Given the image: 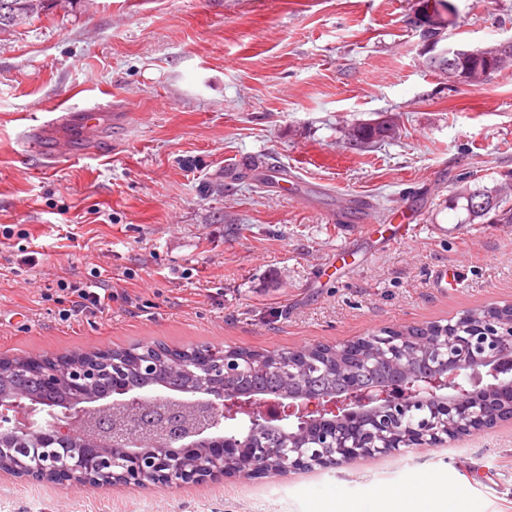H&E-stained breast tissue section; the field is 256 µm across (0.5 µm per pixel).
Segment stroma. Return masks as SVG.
<instances>
[{
	"mask_svg": "<svg viewBox=\"0 0 512 512\" xmlns=\"http://www.w3.org/2000/svg\"><path fill=\"white\" fill-rule=\"evenodd\" d=\"M452 2L449 43L512 38V0ZM419 4L58 0L0 34V357L292 351L512 303V224L459 231L448 207L460 174L512 171V68L449 87ZM91 105L103 119L69 127L71 157L22 152L26 124ZM383 114L394 137L343 143ZM253 158L294 183L240 177ZM61 282L101 284L110 310L63 318ZM435 488L512 512V420L280 478L90 489L0 473V512H356L382 489Z\"/></svg>",
	"mask_w": 512,
	"mask_h": 512,
	"instance_id": "35a3bbf8",
	"label": "stroma"
}]
</instances>
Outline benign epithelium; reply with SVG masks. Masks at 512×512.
I'll return each instance as SVG.
<instances>
[{
  "label": "benign epithelium",
  "instance_id": "7a95c632",
  "mask_svg": "<svg viewBox=\"0 0 512 512\" xmlns=\"http://www.w3.org/2000/svg\"><path fill=\"white\" fill-rule=\"evenodd\" d=\"M413 25L422 51L438 59L472 51L447 44L444 8L415 14ZM336 353L340 391L308 388L273 398L237 388L254 365L222 348L176 360L193 378L177 398L163 394L166 383H126L129 362L145 372L155 367L153 353L142 349L76 358L64 368L33 359L0 365V378L29 370L47 388L69 389L62 401L0 391V470L32 483L63 476L89 488L101 476L113 485L199 482L228 471L280 476L298 464L340 468L404 448L439 447L512 418V321L500 306L427 336L388 330L338 345ZM414 361L424 368L367 381L383 363ZM267 368L305 379L317 365L299 350ZM227 421L247 424L250 442L224 433ZM216 440L228 451L213 452Z\"/></svg>",
  "mask_w": 512,
  "mask_h": 512
}]
</instances>
